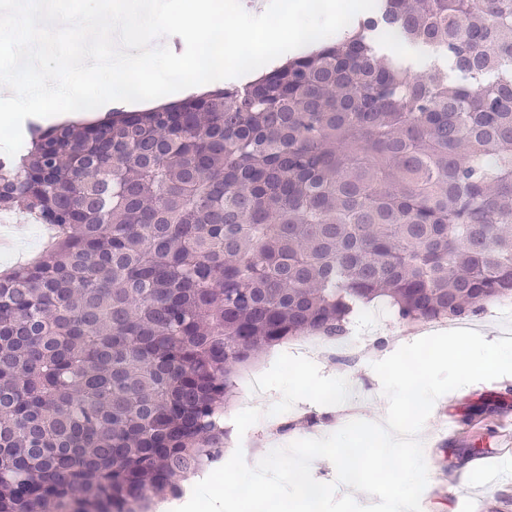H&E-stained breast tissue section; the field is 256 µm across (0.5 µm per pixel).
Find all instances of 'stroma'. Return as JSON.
I'll return each mask as SVG.
<instances>
[{
  "label": "stroma",
  "instance_id": "obj_1",
  "mask_svg": "<svg viewBox=\"0 0 512 512\" xmlns=\"http://www.w3.org/2000/svg\"><path fill=\"white\" fill-rule=\"evenodd\" d=\"M12 226L15 237L24 245L21 253L0 249V270L40 255L41 226L25 214H17ZM382 330L387 341L370 345L366 356L358 361L338 363L322 359L319 370L325 376L343 377L350 384L352 395L341 404L337 413H326L323 406L301 401L285 414L292 430L287 442L308 438L317 424L335 423L337 417L357 414L370 420L379 419L388 403L382 384L374 372V362L392 355L396 342L411 343L419 339L418 327L403 322L391 311H384ZM467 326L494 339L512 336V307L494 301L483 312L465 317ZM512 389V375L492 381L477 382L449 392L435 403L420 433L429 474L421 504L427 512H512V483L497 484L485 475L486 468L498 463L496 454L512 449V426H499V411L469 417V410L490 395ZM490 452L486 467L476 466L473 449Z\"/></svg>",
  "mask_w": 512,
  "mask_h": 512
}]
</instances>
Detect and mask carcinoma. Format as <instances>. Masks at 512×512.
Wrapping results in <instances>:
<instances>
[{
	"mask_svg": "<svg viewBox=\"0 0 512 512\" xmlns=\"http://www.w3.org/2000/svg\"><path fill=\"white\" fill-rule=\"evenodd\" d=\"M0 212L56 228L0 275V512H149L266 350L512 298V0H376L244 87L33 125Z\"/></svg>",
	"mask_w": 512,
	"mask_h": 512,
	"instance_id": "carcinoma-1",
	"label": "carcinoma"
}]
</instances>
